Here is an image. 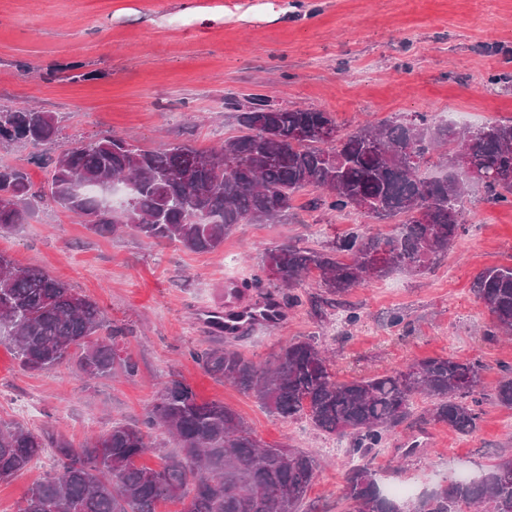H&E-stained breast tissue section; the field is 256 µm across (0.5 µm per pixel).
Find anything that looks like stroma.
I'll use <instances>...</instances> for the list:
<instances>
[{
	"instance_id": "obj_1",
	"label": "stroma",
	"mask_w": 512,
	"mask_h": 512,
	"mask_svg": "<svg viewBox=\"0 0 512 512\" xmlns=\"http://www.w3.org/2000/svg\"><path fill=\"white\" fill-rule=\"evenodd\" d=\"M20 60L29 75H19ZM504 71H512V0H0V109L58 113L64 143L109 132L152 150L176 141L209 149L239 133L225 100L254 95L330 112L344 133L417 112H467L478 126L512 120V86L484 91L489 75ZM314 195L297 192L285 223L238 224L213 253L156 246L128 232L97 236L64 209L35 206L25 224L0 237V252L69 283L130 329L123 350L138 373L87 382L65 364L30 374L1 338L0 423L58 432L78 445L113 423L142 419L158 384L177 374L199 400L236 410L260 441L315 453L322 466L306 503L334 512L348 440L271 416L191 357L220 338L207 316L223 307L225 285L257 272L266 249H318L358 225L370 235L394 229L354 211L312 208ZM483 196L472 187L465 232L429 270H397L353 288L346 307L321 317L306 302L279 325L254 326L227 344L263 362L289 341L313 336L334 351L341 380L415 357H477L494 386L501 366L512 365V340H487L491 317L472 283L483 269L512 263V206ZM350 307L360 316L353 326L345 320ZM396 314L404 318L398 326ZM412 436L398 428L371 457L381 485L420 494L512 455V409L483 405L479 429L468 436L431 428L429 452L406 459ZM54 472L47 453L1 482L0 512H13L29 486Z\"/></svg>"
}]
</instances>
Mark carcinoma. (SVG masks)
Here are the masks:
<instances>
[{
	"label": "carcinoma",
	"instance_id": "carcinoma-1",
	"mask_svg": "<svg viewBox=\"0 0 512 512\" xmlns=\"http://www.w3.org/2000/svg\"><path fill=\"white\" fill-rule=\"evenodd\" d=\"M224 105L238 113L240 135L210 150L185 144L146 150L112 133L61 145L55 113L0 109L1 147H54L50 180L37 191L25 167L0 163V235L24 223L32 202L48 200L102 236L129 229L157 245L177 242L215 252L243 221L288 216L293 195L307 187L318 192L315 205L327 211L355 210L376 221L403 218L386 236L357 227L319 249L269 248L261 273L239 282L254 291L274 287L266 296L291 309L302 303L297 286L315 271L320 293L311 305L322 313L344 305L355 287L399 268L423 272L448 251L463 229L475 182L457 171L459 157L480 175L485 202L512 205V120L432 125L418 112L342 134L322 110L276 106L259 95ZM192 155L212 160L188 173ZM430 167L444 174L427 179ZM119 177L130 183L133 206L117 216L98 192ZM381 253L390 261L376 268ZM472 291L492 317L489 339L511 336L512 265L481 271ZM2 335L28 372L67 362L87 379L138 372L119 347L126 328L108 321L94 300L39 268H18L0 253ZM192 357L269 414L305 419L325 436L350 440L355 463L342 473V512H512L511 455L477 478L450 477L403 505L380 488L370 459L404 424L422 433L444 425L469 435L479 427L483 401L512 408L509 366L500 367L502 376L486 394L485 366L477 358H414L381 375L341 381L314 337L289 342L265 363L221 343ZM159 428L178 453L153 469L140 458ZM49 448L56 473L31 485L14 512H157L168 501L183 504V512H314L304 500L319 468L315 456L258 441L240 414L221 401L198 400L176 375L141 422L115 423L77 448L61 435L36 434L19 423L0 427V482L21 474Z\"/></svg>",
	"mask_w": 512,
	"mask_h": 512
}]
</instances>
